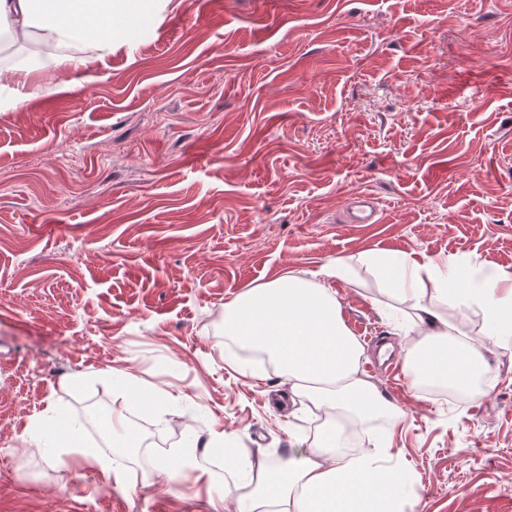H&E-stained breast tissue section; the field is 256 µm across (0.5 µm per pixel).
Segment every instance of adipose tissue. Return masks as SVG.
Instances as JSON below:
<instances>
[{"label": "adipose tissue", "instance_id": "1", "mask_svg": "<svg viewBox=\"0 0 512 512\" xmlns=\"http://www.w3.org/2000/svg\"><path fill=\"white\" fill-rule=\"evenodd\" d=\"M171 2L0 0V41L22 44L37 38L55 46L54 52L34 56L23 66L0 70V93L7 106L47 91L73 90L76 83L67 79V72L88 71L120 46L135 49L134 26L158 20ZM369 262L387 294L414 311L407 333L415 341L404 355L411 384L450 386L470 396L473 371L489 346L512 339V277L432 258L420 263L406 254L375 253ZM321 273L319 282L288 273L243 290L224 306L225 336L273 365L308 409L403 418V410L387 401L363 370L364 349L345 324L330 285L348 278L349 264L332 260ZM450 299L461 312L480 314L486 344L470 343L461 324L440 314L437 302ZM106 376L129 406L158 412L169 401L165 391L149 387L131 371L112 369ZM30 431L36 448H61L72 428L51 405L34 419ZM339 445L338 426L332 423L301 459L274 464L228 447L223 432L205 439L193 435L182 457L156 462L153 479L209 480L208 469L197 460L202 448L222 453L225 468L247 478L242 512H398L406 484L403 472L381 466L374 451L354 458L336 454Z\"/></svg>", "mask_w": 512, "mask_h": 512}]
</instances>
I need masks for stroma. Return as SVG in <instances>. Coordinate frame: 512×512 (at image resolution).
I'll return each mask as SVG.
<instances>
[{
    "label": "stroma",
    "mask_w": 512,
    "mask_h": 512,
    "mask_svg": "<svg viewBox=\"0 0 512 512\" xmlns=\"http://www.w3.org/2000/svg\"><path fill=\"white\" fill-rule=\"evenodd\" d=\"M69 93L0 112V512H210V489L146 484L224 429L272 462L325 429L284 378L225 360L224 305L286 273L333 281L364 370L406 416L344 423L410 475L400 512H512V347L464 401L411 387L410 309L375 252L512 273V0H179ZM374 224H342L351 194ZM166 390L163 418L101 378ZM123 414L130 486L29 447L55 403Z\"/></svg>",
    "instance_id": "1"
}]
</instances>
